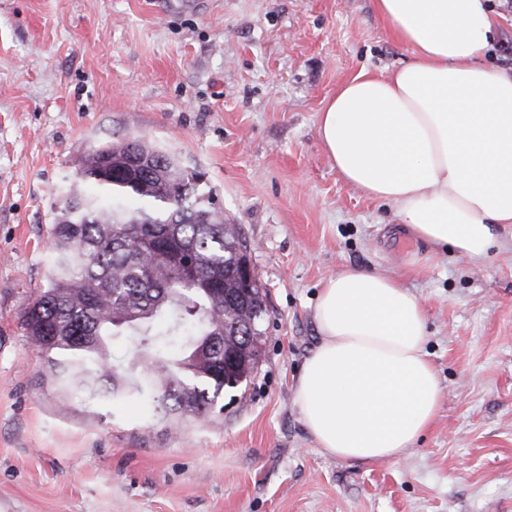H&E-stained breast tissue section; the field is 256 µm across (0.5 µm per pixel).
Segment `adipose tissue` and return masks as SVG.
Returning <instances> with one entry per match:
<instances>
[{
	"label": "adipose tissue",
	"instance_id": "1",
	"mask_svg": "<svg viewBox=\"0 0 512 512\" xmlns=\"http://www.w3.org/2000/svg\"><path fill=\"white\" fill-rule=\"evenodd\" d=\"M374 6L410 59L339 87L319 114L324 149L410 236L484 265L494 225H512V72L484 61L488 0ZM314 320L322 341L295 383L306 429L340 458H400L440 408L421 302L391 276L348 268L325 282Z\"/></svg>",
	"mask_w": 512,
	"mask_h": 512
}]
</instances>
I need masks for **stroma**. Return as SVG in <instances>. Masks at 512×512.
<instances>
[{
    "instance_id": "stroma-1",
    "label": "stroma",
    "mask_w": 512,
    "mask_h": 512,
    "mask_svg": "<svg viewBox=\"0 0 512 512\" xmlns=\"http://www.w3.org/2000/svg\"><path fill=\"white\" fill-rule=\"evenodd\" d=\"M0 0V512H512V228L483 266L411 237L337 174L319 114L408 60L374 0ZM143 136L202 171L269 294L261 358L220 410L166 428L137 399H62L20 322L47 281L55 190ZM424 305L441 387L403 457L318 448L293 389L331 276Z\"/></svg>"
}]
</instances>
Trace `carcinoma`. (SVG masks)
Here are the masks:
<instances>
[{
	"label": "carcinoma",
	"mask_w": 512,
	"mask_h": 512,
	"mask_svg": "<svg viewBox=\"0 0 512 512\" xmlns=\"http://www.w3.org/2000/svg\"><path fill=\"white\" fill-rule=\"evenodd\" d=\"M202 179L141 136L75 160L53 206L46 288L19 315L63 397L138 395L168 428L205 420L224 388L253 373L248 364L222 376L224 335L242 311L264 334L268 293L256 281L240 298L247 243ZM214 282L234 303L227 318ZM115 336L133 343L125 364L109 357Z\"/></svg>",
	"instance_id": "cac0c4a2"
}]
</instances>
